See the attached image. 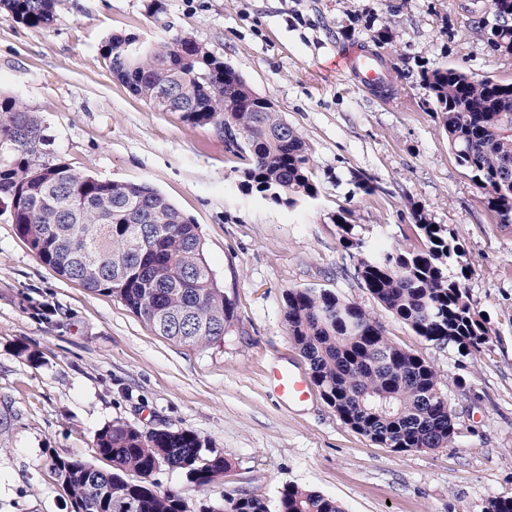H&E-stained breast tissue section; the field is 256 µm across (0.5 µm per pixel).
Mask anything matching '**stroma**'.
<instances>
[{
    "instance_id": "obj_1",
    "label": "stroma",
    "mask_w": 512,
    "mask_h": 512,
    "mask_svg": "<svg viewBox=\"0 0 512 512\" xmlns=\"http://www.w3.org/2000/svg\"><path fill=\"white\" fill-rule=\"evenodd\" d=\"M489 0H60L50 29L0 11V91L42 121L38 164L145 183L197 224L214 277L234 308L221 345L190 351L115 297L58 276L16 231L0 198V512H69L44 464L56 451L109 468L95 434L120 420L189 429L230 465L205 490L161 469L162 488L191 512L225 495H258L276 512L298 485L344 512H482L512 498V222L501 220L448 148L425 72L456 67L512 82V58L474 30ZM185 34L272 101L305 140L314 199L288 207L241 186L245 163L214 126L161 112L113 79L101 45ZM376 50L387 97L332 60ZM460 244L465 286L491 336L477 355L439 348L385 311L339 243L337 215L369 246H420L412 206ZM327 289L379 318L389 339L430 362L456 418L452 446L397 453L344 424L319 392L273 396L275 366L304 362L288 336L283 295ZM34 352L36 361L20 355Z\"/></svg>"
}]
</instances>
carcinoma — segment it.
I'll return each mask as SVG.
<instances>
[{"label":"carcinoma","mask_w":512,"mask_h":512,"mask_svg":"<svg viewBox=\"0 0 512 512\" xmlns=\"http://www.w3.org/2000/svg\"><path fill=\"white\" fill-rule=\"evenodd\" d=\"M58 0H0L16 22L47 29ZM494 22L477 21L489 48L512 58V0H490ZM101 46L108 68L134 95L162 112H183L193 125L224 132L246 160L241 186L276 204L294 206L317 194L307 144L224 61L188 35ZM433 112L448 146L488 204L512 218V82L478 79L454 67L423 74ZM42 121L15 97L0 92V197L41 260L59 276L118 298L168 340L191 350L224 342L233 306L218 287L197 226L146 184L102 181L57 163L36 177L30 141H43ZM423 245L368 249L340 215L339 242L360 259L357 277L371 295L416 335L462 355L481 351L489 321L471 301L466 269L448 266L461 247L448 229L411 208ZM288 335L311 382L339 418L371 441L397 452L445 448L455 439V416L443 381L425 359L393 344L383 324L330 290L290 288L284 294ZM104 471L50 452L47 464L64 486L71 512H189L180 491L158 488L163 467L183 472L202 490L229 465L191 430L142 431L116 420L98 430ZM202 512H268L256 495H224ZM277 512H344L333 499L297 485L279 491Z\"/></svg>","instance_id":"obj_1"}]
</instances>
